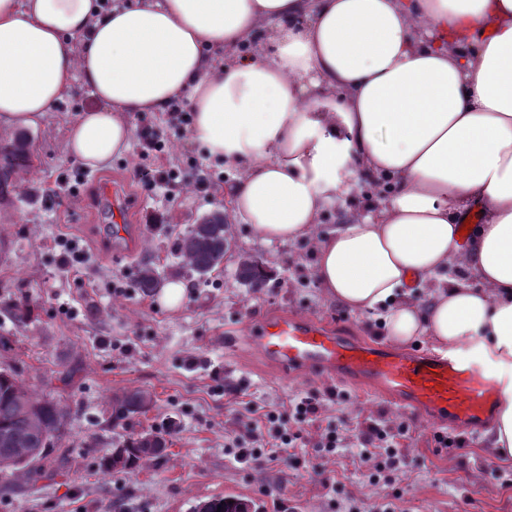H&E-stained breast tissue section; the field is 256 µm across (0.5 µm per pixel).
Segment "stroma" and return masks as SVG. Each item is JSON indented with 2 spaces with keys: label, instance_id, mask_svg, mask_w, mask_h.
Listing matches in <instances>:
<instances>
[{
  "label": "stroma",
  "instance_id": "1",
  "mask_svg": "<svg viewBox=\"0 0 512 512\" xmlns=\"http://www.w3.org/2000/svg\"><path fill=\"white\" fill-rule=\"evenodd\" d=\"M75 109V96H68L43 125L26 131L34 164L0 195V340L8 344L0 349V368L13 369L35 397L65 412L58 446L68 464L51 481L31 482L23 471L0 473V512H192L229 491L256 503L259 512H274L279 500L293 512H348L352 506L372 512L392 498L398 512H512V486L503 478L512 474V459L492 457L486 434L453 454L436 453V425L411 420L392 403L349 385L278 369L253 348L250 338L261 320L277 313L345 323L353 335L376 342L384 341L385 331L373 315L351 313L322 293L308 239L266 244L231 218L223 263L204 277L190 269L176 253L177 239L205 215L226 209L223 186L233 174L206 161L203 148L170 113L145 112L133 116L132 125L167 137L164 166L200 160L213 188L180 183L174 202L147 198L129 177L140 161L132 147L94 170L78 198L58 202L60 180L72 178L79 165L64 149ZM105 184L121 187L129 198L133 256L114 251L115 218L101 193ZM157 209L165 212L168 235L146 231L147 216ZM66 239L86 255L74 272L61 265ZM245 258L267 267L266 287L237 280ZM145 263L162 282L187 284L180 309H166L159 292L138 287ZM19 303L30 305L28 320L14 318ZM228 336L237 339L230 352L224 348ZM72 368L77 374L64 384L60 376ZM329 387L335 398L301 426L304 446L261 467L235 460L230 446L244 424H257L263 442H274L277 426L265 420V411ZM135 390L149 394L148 408L115 421V398ZM367 420L407 425L393 484L375 481L359 462L358 436ZM330 424L346 446L316 456L311 444ZM144 431L165 436L164 456L145 458L132 471L100 468V456Z\"/></svg>",
  "mask_w": 512,
  "mask_h": 512
}]
</instances>
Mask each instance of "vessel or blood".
I'll return each instance as SVG.
<instances>
[{
    "label": "vessel or blood",
    "mask_w": 512,
    "mask_h": 512,
    "mask_svg": "<svg viewBox=\"0 0 512 512\" xmlns=\"http://www.w3.org/2000/svg\"><path fill=\"white\" fill-rule=\"evenodd\" d=\"M251 342L280 369L321 373L398 405L414 420L471 434L492 426L502 398L499 384L475 364L363 341L300 315L263 319Z\"/></svg>",
    "instance_id": "1"
}]
</instances>
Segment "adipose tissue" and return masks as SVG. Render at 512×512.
Here are the masks:
<instances>
[{
  "mask_svg": "<svg viewBox=\"0 0 512 512\" xmlns=\"http://www.w3.org/2000/svg\"><path fill=\"white\" fill-rule=\"evenodd\" d=\"M83 88L69 157L106 166L134 113L188 101L234 218L313 239L325 296L387 341L486 364L512 458V0H0V128ZM363 172L385 192L317 234Z\"/></svg>",
  "mask_w": 512,
  "mask_h": 512,
  "instance_id": "1",
  "label": "adipose tissue"
}]
</instances>
